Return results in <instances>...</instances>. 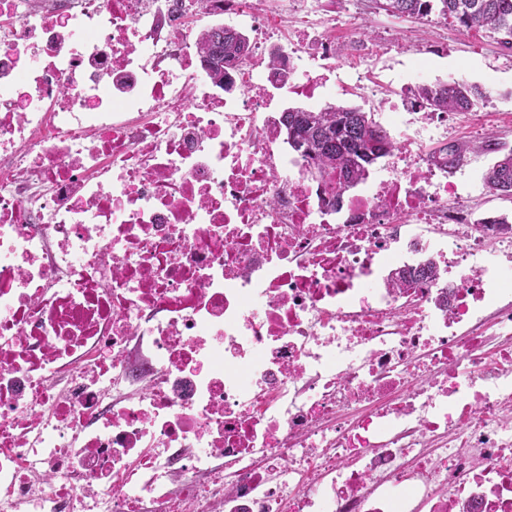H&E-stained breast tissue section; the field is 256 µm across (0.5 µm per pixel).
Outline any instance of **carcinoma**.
<instances>
[{"label":"carcinoma","mask_w":512,"mask_h":512,"mask_svg":"<svg viewBox=\"0 0 512 512\" xmlns=\"http://www.w3.org/2000/svg\"><path fill=\"white\" fill-rule=\"evenodd\" d=\"M376 8L390 16L428 22L437 16L450 20L462 30L478 28L503 47L512 50V0H375ZM242 32H231L222 25L210 26L199 34L203 57L214 64V76H224V64L240 53ZM416 96L422 107L433 112H468L486 98L476 85L451 81L423 84ZM280 124L288 146L307 161L308 171L327 176L325 189L336 200L366 182L371 167L390 155L396 142L378 125L371 113L358 106L326 103L318 110L289 107ZM461 147L446 143L433 158L448 166L461 159ZM491 190L512 196V152L499 155L482 173ZM437 270L430 261L400 283L413 284L433 279Z\"/></svg>","instance_id":"carcinoma-1"}]
</instances>
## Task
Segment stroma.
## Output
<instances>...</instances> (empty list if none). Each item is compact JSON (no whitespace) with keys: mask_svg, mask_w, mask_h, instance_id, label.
Returning a JSON list of instances; mask_svg holds the SVG:
<instances>
[{"mask_svg":"<svg viewBox=\"0 0 512 512\" xmlns=\"http://www.w3.org/2000/svg\"><path fill=\"white\" fill-rule=\"evenodd\" d=\"M317 26L335 25L336 57L347 52L362 54L361 68L353 72L340 64L329 74L325 101L358 106L370 112L387 130L402 125L404 112L393 111V101L413 102L414 89L402 84L416 66H424L425 82L455 76L476 84L487 102L471 112L448 113L443 124L449 141L459 144L463 162L449 170L450 181L459 185L461 200L475 214L512 216V197L488 189L483 170L493 162L491 153H478L474 144L498 142L512 150V52L503 50L485 32H463L438 18L426 23L400 19L376 10L373 0H304Z\"/></svg>","mask_w":512,"mask_h":512,"instance_id":"stroma-1","label":"stroma"}]
</instances>
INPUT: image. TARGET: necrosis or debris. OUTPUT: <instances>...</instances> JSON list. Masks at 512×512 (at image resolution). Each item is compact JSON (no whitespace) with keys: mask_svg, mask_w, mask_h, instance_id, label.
Returning a JSON list of instances; mask_svg holds the SVG:
<instances>
[{"mask_svg":"<svg viewBox=\"0 0 512 512\" xmlns=\"http://www.w3.org/2000/svg\"><path fill=\"white\" fill-rule=\"evenodd\" d=\"M291 16L0 0V512H512V225L409 133L334 208L256 74L323 87ZM202 28H205L199 34V44L203 54L202 57L209 58L214 64L216 68L214 77L220 76L223 79L224 64H227L229 58L240 53L241 38L243 36L247 38L244 33L250 38V31L247 28H243L240 32H231L226 29L224 30V25L209 27V23L206 21L193 27L190 39H195Z\"/></svg>","mask_w":512,"mask_h":512,"instance_id":"obj_1","label":"necrosis or debris"}]
</instances>
